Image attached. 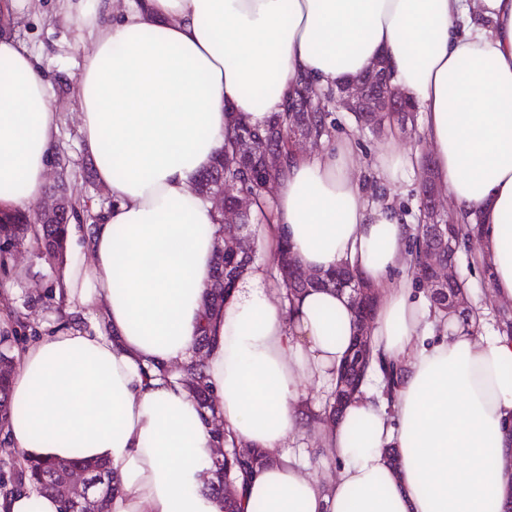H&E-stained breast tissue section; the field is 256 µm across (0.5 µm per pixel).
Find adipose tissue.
<instances>
[{
	"label": "adipose tissue",
	"instance_id": "obj_1",
	"mask_svg": "<svg viewBox=\"0 0 512 512\" xmlns=\"http://www.w3.org/2000/svg\"><path fill=\"white\" fill-rule=\"evenodd\" d=\"M85 50L72 93L85 151L114 197L71 262L63 297L103 327L38 337L11 376L27 416L0 431L19 459L105 461L110 512H222L202 491L212 435L175 365L193 355L222 229L196 181L235 122L266 125L303 79L361 78L385 61L422 117L436 181L512 302V0H61ZM58 115L39 58L0 30V210L32 212L46 188ZM346 137L290 159L274 185V239L304 271L347 263L376 288L375 354L401 365L392 401L357 395L312 424L300 380L329 386L359 325L345 295L311 289L281 308L248 272L213 320L205 365L237 440L274 451L241 512H504L512 503V336L434 313L412 294L414 236L373 205ZM166 367L165 375L154 373ZM312 431L324 476L288 444Z\"/></svg>",
	"mask_w": 512,
	"mask_h": 512
}]
</instances>
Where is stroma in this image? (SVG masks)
Segmentation results:
<instances>
[{
  "label": "stroma",
  "instance_id": "obj_1",
  "mask_svg": "<svg viewBox=\"0 0 512 512\" xmlns=\"http://www.w3.org/2000/svg\"><path fill=\"white\" fill-rule=\"evenodd\" d=\"M19 21L16 32L31 49L41 54L51 87H58L61 80L74 79L82 46L75 30L64 19L59 0H37L35 6L23 8ZM53 103L60 121L46 181L51 184L64 179L68 195L80 210L81 223H95L98 214L111 206L112 194L90 170V159L81 145L79 112L72 93L54 95ZM331 120L333 139L353 138L354 160L373 202L396 208L404 223H418L423 164L431 154V147L424 142L420 129L395 127L380 133L361 130L351 113L341 109L332 112ZM389 140L399 152L416 157L418 164L398 182L382 186L373 165L382 145ZM65 270V264L44 260L28 244L14 253L10 274L0 273V319L8 321L21 316L22 325L17 329L20 345H27L34 336L51 328L68 324L65 307L47 300L64 278ZM454 272L466 284L468 307L483 310L490 320L499 317L504 306L492 293L476 246H460L455 255Z\"/></svg>",
  "mask_w": 512,
  "mask_h": 512
}]
</instances>
